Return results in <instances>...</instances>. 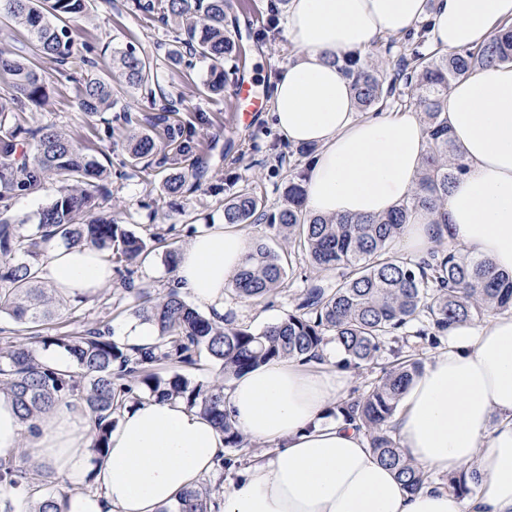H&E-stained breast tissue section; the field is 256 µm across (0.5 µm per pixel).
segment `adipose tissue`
<instances>
[{"label": "adipose tissue", "mask_w": 512, "mask_h": 512, "mask_svg": "<svg viewBox=\"0 0 512 512\" xmlns=\"http://www.w3.org/2000/svg\"><path fill=\"white\" fill-rule=\"evenodd\" d=\"M422 22L430 45L452 52L512 24V0H290L285 29L298 55L276 76L271 117L288 142L316 148L305 172L312 214L378 216L413 191L428 147L423 124L410 111L358 114L336 61ZM448 125L468 170L448 190L447 237L512 272V64L455 82ZM248 252L243 229L216 226L180 252L176 278L198 305L222 309ZM43 276L74 301L106 287L112 266L92 246L62 245L50 250ZM344 384V371L298 360L232 379V419L272 449L239 473L222 512H512L511 313L490 314L476 329L450 328L446 348L410 385L395 419L401 450L422 468H476L480 480L465 499L434 486L409 493L355 423L326 419ZM94 431L78 398L59 402L27 431L0 394V456L23 451L45 465L62 483L63 512H171L224 454L223 434L174 399L127 407L98 464Z\"/></svg>", "instance_id": "1"}]
</instances>
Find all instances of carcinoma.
I'll use <instances>...</instances> for the list:
<instances>
[{
  "label": "carcinoma",
  "mask_w": 512,
  "mask_h": 512,
  "mask_svg": "<svg viewBox=\"0 0 512 512\" xmlns=\"http://www.w3.org/2000/svg\"><path fill=\"white\" fill-rule=\"evenodd\" d=\"M91 0H6L0 23L22 28L29 57L0 58L13 94L0 100V126L27 102L42 101L47 87L38 69L44 59L59 67L70 64L74 40L70 22L89 14ZM125 7L143 22L166 26L171 38L167 59L191 66L210 61L201 93L221 95L224 83L239 70L244 46L224 29L229 0H126ZM83 59L91 70L78 81L77 105L89 117L114 109L130 91L150 96L155 114L140 127L132 111L111 118L124 130L128 163L144 178L152 176L150 157L160 153L171 173L162 186L181 192L189 179L200 180L204 161L195 151L194 130L179 118L182 96H175L158 78L157 60L133 44L110 49L112 67L105 75L93 71L94 46L84 45ZM512 63V24L500 27L484 45L418 52L395 61L387 76L375 53L348 54L340 69L351 80L359 110L377 108L396 86L405 89L407 103L423 115L429 150L425 168L406 201L378 217L326 218L305 207L303 179H288L285 204L277 209L250 185L224 199V223L265 224L284 240L277 250L256 244L234 279L233 291L242 299H258L280 288L292 256H305L316 269L336 272V281L307 283L295 308L281 320L254 331L247 326L203 316L173 288L155 300L135 297L134 314L158 332L157 342L135 350L115 340L102 326L50 335L40 327L56 315L64 301L47 294L42 284L43 257L54 244H90L107 260L133 266L148 254L146 242L111 215L96 213L92 184L107 182L112 172L84 152L64 131L52 127L25 128L13 123L0 135V185L35 192L51 178L62 184L60 194L37 213L36 231L25 235L0 211V315L6 314L31 329L30 342L3 337L0 348V393L12 397L25 424L33 426L46 411L69 396H79L96 416L90 448L93 462L105 459L108 436L129 403L145 398L177 399L196 410L224 434V446L238 448L244 436L224 408V383L193 382L175 373L151 370L161 363L193 365L204 356L224 377H239L279 359L320 358L327 337H333L345 366L361 369L376 364L381 348L399 336H414L435 346L448 328L481 320L492 311L512 310V275L495 270L486 259L466 258L461 248L439 235L428 256L412 260L395 250L411 217L426 212L437 225L448 223L444 202L448 187L467 169L450 137L448 90L474 69ZM36 139L33 160L17 161L20 138ZM60 350L69 366L54 368L39 351ZM390 368L358 396L336 401V413L362 429L379 459L396 470L409 492L432 484V474L407 460L393 438L392 418L423 361L393 351ZM50 476L22 453L0 462V491L26 486L37 496L30 512H62L58 493L49 490ZM448 490L458 497L472 492L464 472L448 475ZM221 499L200 486L182 492L175 512H219Z\"/></svg>",
  "instance_id": "cac0c4a2"
}]
</instances>
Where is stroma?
<instances>
[{
  "label": "stroma",
  "mask_w": 512,
  "mask_h": 512,
  "mask_svg": "<svg viewBox=\"0 0 512 512\" xmlns=\"http://www.w3.org/2000/svg\"><path fill=\"white\" fill-rule=\"evenodd\" d=\"M246 2V9L228 12L225 27L241 37L247 49L241 77L252 81L255 93L265 99L280 67L295 57L296 50L284 29L264 36L270 0ZM72 29L74 50L78 53L87 44L116 46L129 42L152 53L165 45L167 39L162 24L145 26L124 7L123 0H94L90 14L76 19ZM85 71V66L80 64L64 71L53 62H42L41 75L49 96L43 105L27 104L25 114L30 127L65 129L79 146L98 156L112 170L113 178L106 185V194L97 197L100 209L117 215L124 228L148 244L150 254L145 261L130 271L122 264H113L111 283L92 299L72 303L70 310L62 311L56 326L60 332H75L101 321L117 332L131 318L134 306L133 295L123 291L126 279H133L136 287L154 295L166 291L174 282V273L165 262L166 249H183L195 235L223 223L225 198L244 185H253L268 206H280L290 174L303 173L307 161L296 155L295 145L283 140L268 112H260L249 122L240 123L236 120L232 91L220 96L198 95L196 87L208 74L207 62L199 61L190 69L161 72L163 83L182 93L184 117L203 112L210 119L209 124L196 126L194 134L199 153L206 162L199 188L176 196L165 194L162 176L150 181L125 176L127 153L121 141L106 133L102 121L78 110L74 79ZM59 190V183L50 181L39 191L10 196L8 217L19 225L21 233H33L37 211L57 196ZM309 274L326 283L336 279L335 272L313 271L307 258H296L279 292L255 301L226 292L225 319L262 330L294 309L305 286L304 278Z\"/></svg>",
  "instance_id": "obj_1"
}]
</instances>
